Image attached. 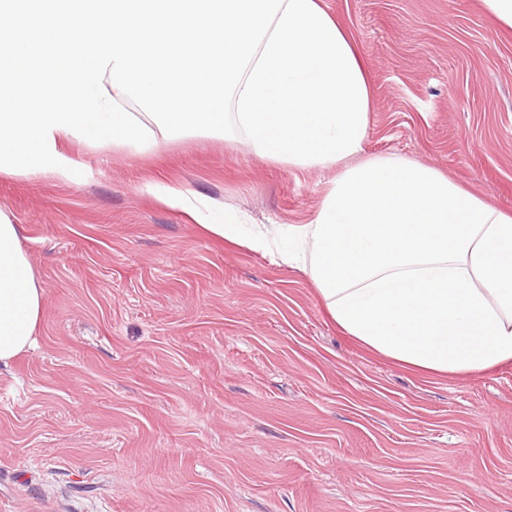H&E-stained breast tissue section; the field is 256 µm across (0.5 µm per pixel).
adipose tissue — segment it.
I'll list each match as a JSON object with an SVG mask.
<instances>
[{
	"label": "adipose tissue",
	"mask_w": 512,
	"mask_h": 512,
	"mask_svg": "<svg viewBox=\"0 0 512 512\" xmlns=\"http://www.w3.org/2000/svg\"><path fill=\"white\" fill-rule=\"evenodd\" d=\"M0 0V172L70 180L67 139L139 150L233 129L260 158L336 167L284 263L330 317L399 364L466 375L512 362V211L418 161L363 154L372 88L322 0ZM44 54H36V47ZM136 101L140 113L126 104ZM214 238L270 252L271 231L147 185ZM43 290L0 213V363L30 348Z\"/></svg>",
	"instance_id": "obj_1"
}]
</instances>
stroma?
Returning a JSON list of instances; mask_svg holds the SVG:
<instances>
[{
	"mask_svg": "<svg viewBox=\"0 0 512 512\" xmlns=\"http://www.w3.org/2000/svg\"><path fill=\"white\" fill-rule=\"evenodd\" d=\"M372 83L364 153L433 164L512 209V33L482 0H324ZM72 180L0 173L44 290L0 364V512H512V362L398 365L343 333L308 272L144 192L275 227L335 169L241 140L72 141Z\"/></svg>",
	"mask_w": 512,
	"mask_h": 512,
	"instance_id": "obj_1",
	"label": "stroma"
}]
</instances>
